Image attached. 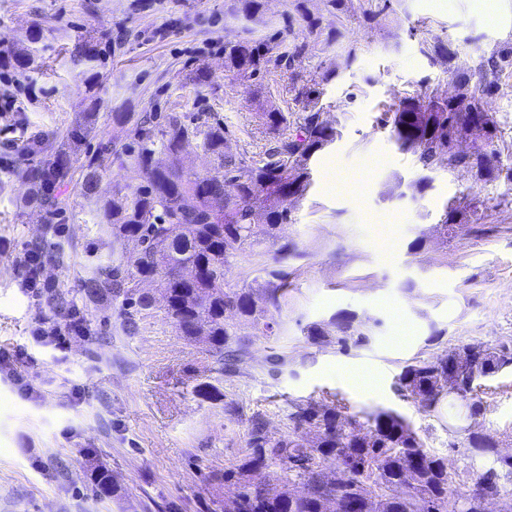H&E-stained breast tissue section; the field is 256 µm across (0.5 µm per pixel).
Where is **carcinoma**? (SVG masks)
Returning a JSON list of instances; mask_svg holds the SVG:
<instances>
[{"label": "carcinoma", "instance_id": "1", "mask_svg": "<svg viewBox=\"0 0 512 512\" xmlns=\"http://www.w3.org/2000/svg\"><path fill=\"white\" fill-rule=\"evenodd\" d=\"M307 0H296V15L270 38L243 37L224 42V69L250 79L294 61L304 46L284 51L294 21L303 22L311 33H326L325 44L340 36L337 29L324 30L323 20L308 11ZM431 57L448 64L457 52L438 41L428 47ZM512 69V51L491 56L479 70L492 76L480 83L471 75L449 70L454 91L408 95L397 98L384 112L399 148L417 155L425 169L463 167L479 181L500 176L486 147L493 143L497 127L489 111L488 98L498 89V78ZM299 90L304 114L289 122L284 112L272 109L262 120L272 134L264 157L248 164L230 149L233 132L221 120H210L203 112L191 121L178 112L165 114L123 112L120 124L133 123V137L119 156L128 165L138 185L116 190L112 199L97 201L102 216L99 231L112 236V260L100 261L83 282L89 298H109L123 310V327L137 328V314L152 307V299L141 288L159 282L166 299L165 313L174 328L190 342H202L218 365L217 371H236L246 354L243 326L256 333L273 332L270 310L281 309L288 288V273L268 272L265 288L254 289L228 280L229 258L252 255L263 241L281 238L289 223L290 208L303 200L310 187L308 161L336 139V128L321 119L317 82ZM466 131L470 150L456 151L448 141L449 131ZM94 132L93 113L69 132L68 150L45 156L36 165L16 169L17 178L40 185L46 214L66 212L64 198L55 195L66 181L79 146ZM196 144L212 158V170L187 173L180 154ZM109 152L87 155L82 194L96 196L98 182L106 169ZM461 206L448 202L437 225L448 238ZM129 240L139 249L128 255L123 245ZM331 329L315 324L306 339L314 345L336 344L346 352L368 345L370 330L356 321L353 313L342 312L330 321ZM479 351L469 365L461 385L475 392V381L495 373L509 363L512 347L478 343ZM457 349L425 359H413L402 367L396 382L405 397H419L424 411L435 410L443 401L458 408L459 424L475 419L482 403L467 404L448 393ZM197 396L221 401L220 380L210 378L195 387ZM293 429L284 436L269 435L264 418H249L248 452L234 467L215 476L221 495V512H473L464 493L457 490L459 473L448 469V459L426 448L424 439L401 415L380 410L361 422L348 414V406L334 394L295 406ZM470 455L467 472L472 486L512 499V453L498 449L492 438L467 432ZM281 466L280 482L256 480V473L272 465ZM91 480L101 495L112 493V475L103 466L94 468Z\"/></svg>", "mask_w": 512, "mask_h": 512}]
</instances>
